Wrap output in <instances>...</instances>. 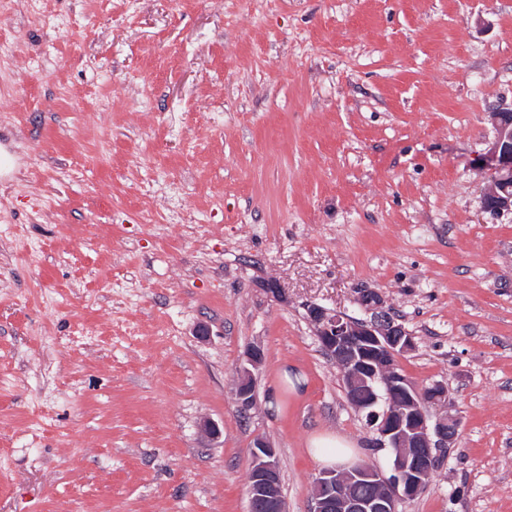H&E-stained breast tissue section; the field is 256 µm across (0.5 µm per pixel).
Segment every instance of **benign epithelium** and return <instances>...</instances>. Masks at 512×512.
I'll use <instances>...</instances> for the list:
<instances>
[{
	"label": "benign epithelium",
	"mask_w": 512,
	"mask_h": 512,
	"mask_svg": "<svg viewBox=\"0 0 512 512\" xmlns=\"http://www.w3.org/2000/svg\"><path fill=\"white\" fill-rule=\"evenodd\" d=\"M491 120L496 138L488 151L491 180L484 208L512 212V194L504 188L512 182V112H494ZM363 306L371 311L370 317L355 318L320 305L309 306L308 312L320 347L342 371L347 394L370 389L371 396L356 408L365 413L375 434L373 445L394 448L396 455L391 457L388 476L361 464L324 471L316 481L311 512H400L399 506L415 497L428 479L433 450L448 447L456 435L457 422L450 416L429 423V405L446 401V385L434 383L425 401L394 364L415 348L411 334L382 308L378 297H366ZM263 357L261 347H252L238 370L236 397L244 409L254 403L253 370ZM251 456L250 512H285L275 448L259 435L253 440ZM356 481L377 485V495L347 497L346 484Z\"/></svg>",
	"instance_id": "1"
}]
</instances>
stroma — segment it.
<instances>
[{"label":"stroma","mask_w":512,"mask_h":512,"mask_svg":"<svg viewBox=\"0 0 512 512\" xmlns=\"http://www.w3.org/2000/svg\"><path fill=\"white\" fill-rule=\"evenodd\" d=\"M0 43V512H248L259 435L286 512L314 436L388 470L307 314L362 290L458 420L402 512H512V0H0ZM491 120L496 129V138L488 151V164L492 172L483 204L490 212H512V194L503 188L512 182V109L492 113ZM264 352L260 346H253L246 355V364L237 373L236 397L243 409L251 407L255 400L253 386V370L257 369L263 360Z\"/></svg>","instance_id":"1"}]
</instances>
